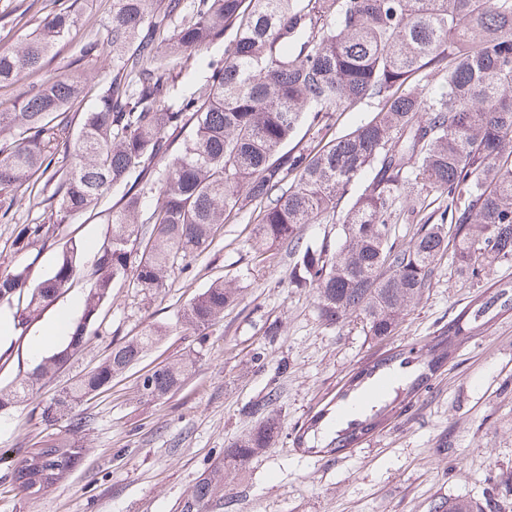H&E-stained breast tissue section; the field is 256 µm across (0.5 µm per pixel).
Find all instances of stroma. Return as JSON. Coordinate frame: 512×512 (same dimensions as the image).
Masks as SVG:
<instances>
[{
	"mask_svg": "<svg viewBox=\"0 0 512 512\" xmlns=\"http://www.w3.org/2000/svg\"><path fill=\"white\" fill-rule=\"evenodd\" d=\"M70 12L77 23L48 56L43 74L0 87L9 107L42 75L83 70L94 88L112 79L107 25L112 0H0V51L16 49L52 13ZM96 41L94 56L80 46ZM11 223L0 220V271L27 268L30 283L47 278L59 247L16 255L18 224H39L43 205L21 199ZM105 207L63 225L61 242L81 247L80 269L59 307L82 314L88 275L108 230ZM253 221L243 210L225 224L212 246L195 257L171 288L144 296L126 287L112 290L102 323L89 327L83 347L64 378L93 368L113 345L136 336L150 323L168 326V336L84 403L88 420L79 438L80 462L68 478L36 498L22 493L12 471L29 448L53 428L40 410L64 378L34 384L26 402L0 409V512H180L195 483L222 461L225 448L275 417L279 435L272 447L233 474L223 505L212 512H434L455 498H493L498 512H512V312L497 316L448 347V357L429 385L392 402L395 375L381 377L365 393L368 401L391 400L384 423L340 453L313 451L306 429L365 365L398 349L422 345L498 283L512 281V260L479 277L459 274L441 262L431 285L416 301L398 333L383 342L366 337L359 321L323 324L311 290L291 287L292 260L280 252L269 265L256 264L247 245ZM235 280L239 301L204 329L177 325L179 311L215 278ZM52 318L44 313L23 335L0 344V387L27 378L35 362L30 341ZM276 335H269L270 326ZM195 365L165 399L140 392L143 373L174 357ZM273 406L252 413L267 394Z\"/></svg>",
	"mask_w": 512,
	"mask_h": 512,
	"instance_id": "1",
	"label": "stroma"
}]
</instances>
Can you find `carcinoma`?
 Segmentation results:
<instances>
[{
  "label": "carcinoma",
  "instance_id": "carcinoma-1",
  "mask_svg": "<svg viewBox=\"0 0 512 512\" xmlns=\"http://www.w3.org/2000/svg\"><path fill=\"white\" fill-rule=\"evenodd\" d=\"M180 6L181 0H112V80L93 109L72 111L89 93L79 71L46 77L13 111L0 109V218L8 219L19 195L55 182L47 221L16 228L13 253L55 245L60 225L124 187L110 207L111 231L90 273L83 315L31 379L52 380L67 368L116 284L162 293L172 275L187 272L212 245L217 228L248 208L256 214L254 260L269 262L288 245L290 283L313 291L322 322L337 327L356 319L372 339L394 334L443 258L472 276L512 260V0H195L180 27L164 35L165 20ZM73 25L71 15L55 13L18 50L0 52V87L42 71ZM228 32L224 61L204 84L173 100L178 77ZM432 73L441 76L443 91L425 97L412 82ZM368 100L379 110L352 132L283 151L302 122L320 133L336 113ZM62 152L74 158L67 169L56 167ZM367 173L343 215L340 247L303 244V226L335 216ZM156 191V206L145 209ZM423 193L445 205L440 220L426 205L415 206L417 231L399 244L392 238L397 201ZM78 271V248L69 240L48 279L32 286L24 268L1 274L0 300L16 303L17 325L25 329ZM239 295L234 283L218 278L190 299L178 322L209 326ZM508 311L512 282L441 327L436 340L364 367L338 400L394 368L407 378L396 396L418 391L435 360L448 354V339ZM166 333L150 325L66 381L41 418L67 417L68 429L45 436L16 466L22 491L38 496L69 474L68 461L84 451L77 434L87 426L73 410ZM191 366L180 356L156 367L142 394L167 396ZM28 387L23 381L0 388V408L23 401ZM388 407L373 402L359 416L336 421L326 451L338 453L367 435ZM278 434L277 419L269 417L226 449L223 462L194 487L198 512L222 503L230 474L272 447ZM494 510L490 498L448 502V512Z\"/></svg>",
  "mask_w": 512,
  "mask_h": 512
}]
</instances>
